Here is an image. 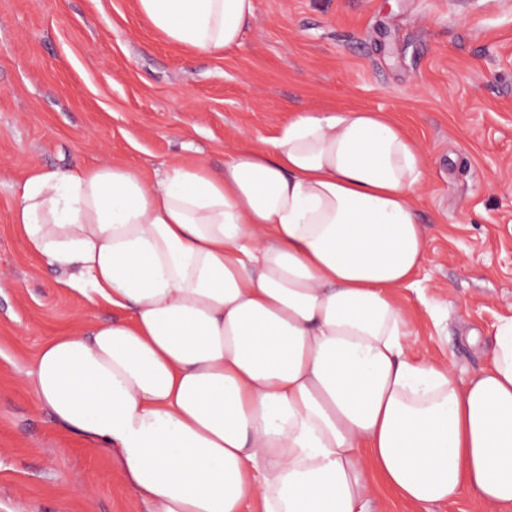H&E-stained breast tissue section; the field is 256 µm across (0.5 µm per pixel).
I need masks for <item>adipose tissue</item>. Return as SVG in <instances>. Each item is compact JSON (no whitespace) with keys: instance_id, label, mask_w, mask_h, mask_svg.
I'll return each mask as SVG.
<instances>
[{"instance_id":"1","label":"adipose tissue","mask_w":512,"mask_h":512,"mask_svg":"<svg viewBox=\"0 0 512 512\" xmlns=\"http://www.w3.org/2000/svg\"><path fill=\"white\" fill-rule=\"evenodd\" d=\"M173 45L239 46L255 0H137ZM428 160L384 112L295 111L213 170L34 169L12 221L90 308L29 373L57 423L114 450L148 512H512V318L459 383L409 355ZM376 512H481L478 506L469 498H459L455 501L436 503L426 509H419L411 504L397 499L392 494L382 491L375 499Z\"/></svg>"}]
</instances>
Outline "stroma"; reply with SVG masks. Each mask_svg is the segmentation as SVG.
Here are the masks:
<instances>
[{
    "label": "stroma",
    "instance_id": "obj_1",
    "mask_svg": "<svg viewBox=\"0 0 512 512\" xmlns=\"http://www.w3.org/2000/svg\"><path fill=\"white\" fill-rule=\"evenodd\" d=\"M238 47L168 43L136 0H0V512H147L116 459L62 429L28 373L49 337L106 309L12 230L46 169L123 161L145 180L176 159L212 169L292 110L387 112L426 153L416 205L429 239L413 356L468 379L512 317V0H255ZM375 512L426 510L380 492Z\"/></svg>",
    "mask_w": 512,
    "mask_h": 512
}]
</instances>
